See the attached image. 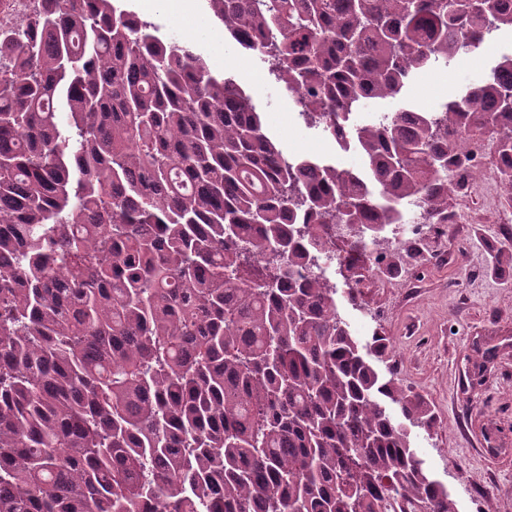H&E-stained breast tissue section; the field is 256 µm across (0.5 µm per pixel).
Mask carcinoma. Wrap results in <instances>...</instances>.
Here are the masks:
<instances>
[{
	"instance_id": "obj_1",
	"label": "carcinoma",
	"mask_w": 512,
	"mask_h": 512,
	"mask_svg": "<svg viewBox=\"0 0 512 512\" xmlns=\"http://www.w3.org/2000/svg\"><path fill=\"white\" fill-rule=\"evenodd\" d=\"M501 2L206 0L358 168L288 156L126 0L0 31V512H458L405 426L431 404L321 260L448 220L471 132L512 153V53L432 112L354 121L512 31Z\"/></svg>"
}]
</instances>
